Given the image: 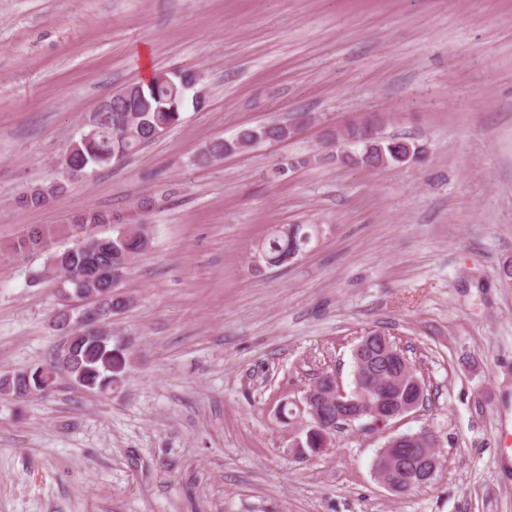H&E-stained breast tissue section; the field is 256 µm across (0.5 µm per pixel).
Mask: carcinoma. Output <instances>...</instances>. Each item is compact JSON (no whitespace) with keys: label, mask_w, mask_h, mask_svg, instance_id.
Masks as SVG:
<instances>
[{"label":"carcinoma","mask_w":512,"mask_h":512,"mask_svg":"<svg viewBox=\"0 0 512 512\" xmlns=\"http://www.w3.org/2000/svg\"><path fill=\"white\" fill-rule=\"evenodd\" d=\"M191 81L189 72H158L146 82L130 84L108 98V105L93 113L90 122L80 137L72 141L59 168L63 176L56 181L34 185L15 197V204L21 208H39L65 188V173L94 171L101 167L119 163L137 153L146 143L154 140L155 132L166 131L182 119V111ZM296 134V129L280 122L242 131L233 140L217 139L202 152L201 160L219 161L225 155L237 151V144L243 141H280ZM347 134L355 141L365 163L372 168L401 163V156L416 146L400 139L385 140L366 126H353ZM75 224L62 228L56 225L27 227L7 246L0 248V257L9 259L15 255L30 252H48L46 264L40 270L30 273V282L37 283L51 271H64L69 275L60 280V294L53 318L68 324L66 340L61 351L68 354V374L79 387L91 391L110 393L125 380L127 360L125 351L112 345V339L93 337L91 328L95 324V313L73 307L76 298L84 297L88 284L84 279L100 268L116 267L127 275L130 262L145 251L149 244L148 235L142 224H129L113 214L98 210H85L74 218ZM117 223V235L106 238L107 244H100V237L86 238L81 245L52 249L54 240L84 227ZM320 235L317 224H298L293 239H288L279 226H274L255 246V258L260 264L278 267L288 263V253L300 257L309 250L312 242ZM376 354L372 350L354 351V388L356 399L372 395L376 375L371 370ZM41 372V366L0 375V395L10 398L17 396L37 397L53 389ZM297 406L284 403L280 420L291 427L299 426L298 439L306 452L316 455L320 442L298 421Z\"/></svg>","instance_id":"cac0c4a2"}]
</instances>
